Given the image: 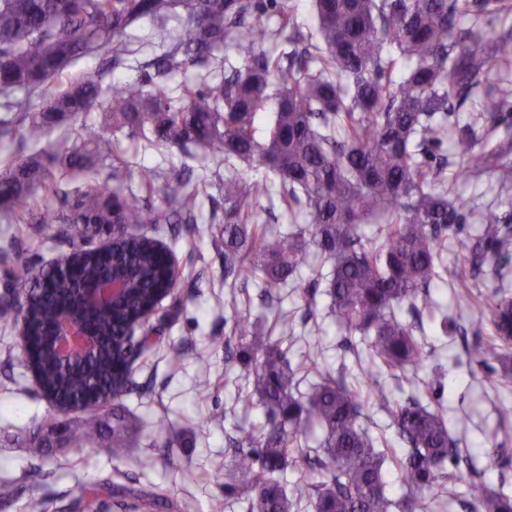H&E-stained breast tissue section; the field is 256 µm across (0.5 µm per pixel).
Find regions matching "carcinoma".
<instances>
[{
	"label": "carcinoma",
	"mask_w": 512,
	"mask_h": 512,
	"mask_svg": "<svg viewBox=\"0 0 512 512\" xmlns=\"http://www.w3.org/2000/svg\"><path fill=\"white\" fill-rule=\"evenodd\" d=\"M318 22L311 36L297 27L287 0H0V136L12 132L15 118L25 124L26 139L36 144L46 131L97 102L103 73H84L69 88L32 108L31 96L74 60L103 45L112 46V67L132 50L126 29L141 19L162 24L182 12L184 22L163 31L165 50L133 82H117L103 111L112 131L140 137L150 144H192L224 163V278L257 282L267 297L294 287L295 276L310 255L330 264L326 277L330 313L349 348L360 336L370 350L366 373L385 367L417 373L424 369L422 343L415 324L400 316L402 307L420 312L431 303L430 289L448 283L444 260L447 232L466 221L464 203L448 198V164L456 174L478 177L497 172V195L512 198V142L491 151L477 148L474 126H453L449 117L478 88L482 109L494 120L508 105V90L481 86L497 65H512V25H498L512 14V0H313ZM264 16L277 17L274 28H261ZM265 40L282 45L279 53L257 49ZM234 48L242 64L204 87L184 86L179 98L162 84L189 64H206L216 52ZM408 64L399 81L392 79L398 61ZM451 157L438 156L444 143ZM118 138L95 135L88 147L66 148L44 161L22 160L0 170V214L14 224L52 229L36 214L35 189L50 191L56 168L63 177L87 171L92 159H112L113 185L90 182L75 196L71 223L162 225L171 231L196 232V211L203 192L187 190L176 173V186L165 187L163 206L145 205L124 191L129 162ZM266 166L278 182L246 181L236 161ZM303 213L304 226L283 232L265 224L261 200ZM482 234L468 247L465 265L454 277L488 269L498 281L491 321L493 336L481 355L512 371V296L505 282L512 276V211L482 217ZM385 225L386 241L376 242L363 229ZM48 293L35 291L38 279L27 269L18 278L32 289L29 331L44 347L40 371L44 384L65 399L77 398L114 381L113 361L123 355L126 326L153 304L156 289L169 270L155 237L132 236L116 244L105 258L80 249L72 271L49 267ZM119 277L128 288L112 310L87 309L101 338L98 352L69 366L61 365L49 344L58 315L74 305L79 289L105 277ZM248 333V347L237 351L232 339ZM288 320L280 336L246 330L235 320L224 351L243 360L251 394L267 410V427L256 435L241 430L227 485L249 501L250 512H291L292 502L279 474L294 462L316 472L315 512H419L423 490L448 479L444 464L459 465L467 449L448 431L440 401L412 399L391 405L378 391L380 406L409 445L398 465L407 487L403 498L385 492L383 453L359 423L360 391L329 372L306 394L295 391L286 350ZM116 382V381H114ZM126 384L112 393V456L125 454L120 436L133 418L118 400ZM101 415L93 408L62 425L56 454L95 436ZM319 429V447L299 448V436ZM474 512H512V498L490 490L479 474L469 481Z\"/></svg>",
	"instance_id": "cac0c4a2"
}]
</instances>
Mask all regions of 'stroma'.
Segmentation results:
<instances>
[{
  "instance_id": "1",
  "label": "stroma",
  "mask_w": 512,
  "mask_h": 512,
  "mask_svg": "<svg viewBox=\"0 0 512 512\" xmlns=\"http://www.w3.org/2000/svg\"><path fill=\"white\" fill-rule=\"evenodd\" d=\"M129 47L131 53L119 69L113 68L107 47L80 58L48 79L32 96V106L61 94L90 69H106L110 83L138 79L141 64L162 51L158 24L148 19L135 23L129 30ZM452 120L487 133L483 142L487 148L512 134L510 107L493 124L477 116L469 102L453 112ZM92 129L106 135L112 132L111 120L97 107L49 129L35 148L26 143L23 126H16L12 135L0 137V167L35 153L45 157L82 145ZM122 146L131 163L126 187L138 188L141 170L156 172L155 205H163L162 186L183 169L191 170L194 184L205 191L196 214L197 234L166 239L182 270L181 303L163 301L155 327L162 343L181 347L183 355L171 362L159 351L134 363L122 402L139 417L141 430L129 435L127 456L112 457V426L107 423L94 442L60 457L53 451L55 436L46 428L58 416L20 364L18 310L0 307V484L13 483L18 490L16 496H0V512H248L247 499L226 494L213 477L217 471L230 474L238 453L233 443L238 427L257 432L267 423L265 409L250 397L239 359L224 355V339L230 332L224 324L228 289L224 285V190L219 184L224 166L193 146H146L127 139ZM495 182V172L488 171L449 186L453 195L468 201L472 212L467 224L448 235L452 273L460 268L466 243L481 231V217L512 207L496 197ZM100 242V236H87L80 224L68 238L56 239L40 235L36 225L11 224L0 218V298H19L21 287L15 278L19 266L35 272L73 250ZM319 264L315 258L302 267L296 287L285 289L281 300L271 304L261 301L259 288L249 286L250 305L238 311L251 320L288 318L293 326L288 364L300 392H308L317 371L328 370L363 390L378 384L390 402L402 403L426 397L427 372L438 369L444 379L441 403L451 437L468 450L487 485L512 496V378L502 377L495 360L478 363L482 343L473 333L477 324H488L492 318L494 279L485 276L464 284L452 277L446 287L432 289V299L455 321L457 333L440 336L434 319L424 316L425 372L409 380L401 372L384 370L369 379L362 376L358 356L345 350L343 336L327 315L329 298L325 281L317 277ZM161 418L166 421L162 429L156 425ZM360 422L386 451L385 479L391 493L401 496V472L393 457L400 454L403 442L396 428L372 402L363 407ZM29 431L39 434L36 446L17 441L18 434ZM168 439L173 440V448H164ZM147 455L153 463L141 467L139 461ZM456 474L448 487L436 485L420 494L424 512H465L460 500L467 493L470 473L462 466ZM94 482L101 486L97 496L82 498V487ZM157 494L162 497L158 503L153 500Z\"/></svg>"
}]
</instances>
